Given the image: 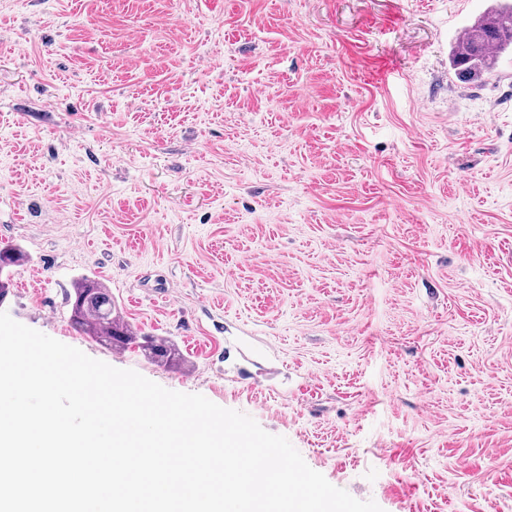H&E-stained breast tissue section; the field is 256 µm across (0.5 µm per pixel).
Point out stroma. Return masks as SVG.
Here are the masks:
<instances>
[{
    "instance_id": "obj_1",
    "label": "stroma",
    "mask_w": 512,
    "mask_h": 512,
    "mask_svg": "<svg viewBox=\"0 0 512 512\" xmlns=\"http://www.w3.org/2000/svg\"><path fill=\"white\" fill-rule=\"evenodd\" d=\"M494 0H0V311L285 436L383 512H512ZM181 364L69 322L77 279ZM500 2L467 27L452 47L451 65L461 79L481 81L495 71L503 53L512 51V1ZM4 260H8L4 263ZM29 261V255L19 247H2L0 249V264L4 265L2 275L0 273V299L6 295L9 287V272L12 267L21 266Z\"/></svg>"
}]
</instances>
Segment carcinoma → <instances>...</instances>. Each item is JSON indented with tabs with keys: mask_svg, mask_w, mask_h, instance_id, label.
Segmentation results:
<instances>
[{
	"mask_svg": "<svg viewBox=\"0 0 512 512\" xmlns=\"http://www.w3.org/2000/svg\"><path fill=\"white\" fill-rule=\"evenodd\" d=\"M512 51V0H500L489 13L471 24L451 49L450 60L456 74L466 81H480L492 74L499 57ZM29 261L19 247L0 249V298L9 287L11 268ZM70 323L74 329L99 342L124 350L135 346L152 360L167 364L181 362L175 345L163 336L140 335L120 315L109 289L96 279L81 277L75 283Z\"/></svg>",
	"mask_w": 512,
	"mask_h": 512,
	"instance_id": "obj_1",
	"label": "carcinoma"
}]
</instances>
